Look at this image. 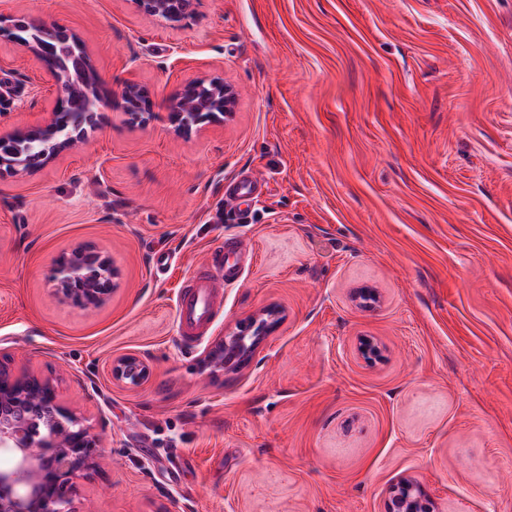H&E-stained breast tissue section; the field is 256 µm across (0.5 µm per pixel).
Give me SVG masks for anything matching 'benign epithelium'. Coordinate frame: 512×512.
<instances>
[{
	"mask_svg": "<svg viewBox=\"0 0 512 512\" xmlns=\"http://www.w3.org/2000/svg\"><path fill=\"white\" fill-rule=\"evenodd\" d=\"M141 12L172 25L170 0H133ZM31 25L18 30L10 18L0 15V32H11L37 60H42L40 37L52 24L39 16L30 17ZM200 81L211 86L220 111L203 117L195 112L194 101L185 98L171 104L175 112L174 131L190 135L211 125L230 120L236 112L238 92L219 75H207ZM57 112H49L40 124L18 129L13 135L31 140L55 124ZM87 132L80 125L60 130L51 152L44 155L48 165L62 153L84 140ZM118 273L110 259L94 248L79 247L59 260L55 269V290L67 303L90 310L106 303L117 285ZM112 372L119 378H139L146 370L133 359L117 361ZM92 438L82 422L58 402L47 382L15 376L0 370V453H8L13 462L0 467V512H73L66 489L74 473L88 462ZM387 512H433L423 489L413 481H402L392 490Z\"/></svg>",
	"mask_w": 512,
	"mask_h": 512,
	"instance_id": "obj_1",
	"label": "benign epithelium"
}]
</instances>
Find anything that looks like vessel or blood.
Masks as SVG:
<instances>
[{"label":"vessel or blood","mask_w":512,"mask_h":512,"mask_svg":"<svg viewBox=\"0 0 512 512\" xmlns=\"http://www.w3.org/2000/svg\"><path fill=\"white\" fill-rule=\"evenodd\" d=\"M241 246H234L224 254L219 275L196 273L186 278L178 298V319L183 341H192L210 323L222 302L221 289L226 280L239 275Z\"/></svg>","instance_id":"obj_1"}]
</instances>
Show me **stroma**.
<instances>
[{"instance_id": "1", "label": "stroma", "mask_w": 512, "mask_h": 512, "mask_svg": "<svg viewBox=\"0 0 512 512\" xmlns=\"http://www.w3.org/2000/svg\"><path fill=\"white\" fill-rule=\"evenodd\" d=\"M0 14L76 30L109 95L131 81L158 104L136 128L105 108L0 180V366L50 380L94 438L74 512H386L403 478L437 512H512V0H197L177 28L130 0ZM215 73L234 119L176 134L169 99ZM57 94L0 36V136ZM236 241L252 261L184 344L182 281ZM80 245L120 272L92 310L54 287ZM270 305L247 364L207 365ZM127 356L139 383L112 376Z\"/></svg>"}]
</instances>
